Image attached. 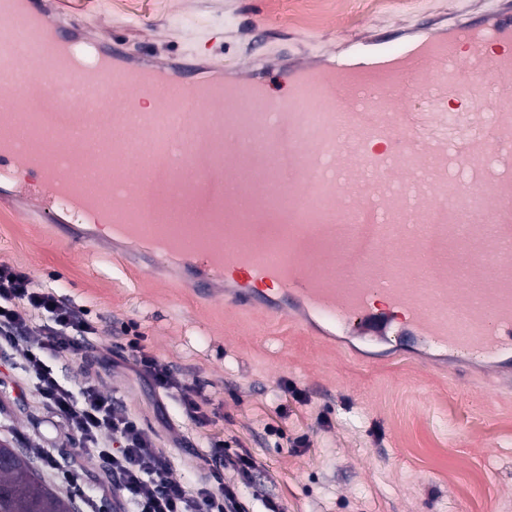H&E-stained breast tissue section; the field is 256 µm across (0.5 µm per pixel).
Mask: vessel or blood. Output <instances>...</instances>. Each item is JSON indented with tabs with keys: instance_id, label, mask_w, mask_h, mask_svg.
<instances>
[{
	"instance_id": "b4317fda",
	"label": "vessel or blood",
	"mask_w": 512,
	"mask_h": 512,
	"mask_svg": "<svg viewBox=\"0 0 512 512\" xmlns=\"http://www.w3.org/2000/svg\"><path fill=\"white\" fill-rule=\"evenodd\" d=\"M20 2L14 41L33 76L0 107V183L55 229L95 241L80 214L98 201L66 172L101 142L111 232L144 244L150 262L177 260L180 285L230 281L224 300L240 311L255 310L257 286L271 285L331 326L452 358L512 354V0L401 44L359 41L344 61L290 70L282 98L232 73L225 97L210 95L192 62L129 61L117 44L60 30L47 0ZM74 89L87 95L77 125ZM21 115L54 139L50 158L9 139ZM137 154L153 161L141 176L130 171ZM227 178L243 189L261 180L281 223L259 228L246 213L225 223L204 211L187 226L122 207L133 183L187 196ZM426 238L431 278L402 287L403 269L377 254ZM466 249L480 264L465 276L453 257Z\"/></svg>"
}]
</instances>
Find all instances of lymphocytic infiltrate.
Here are the masks:
<instances>
[{
  "instance_id": "obj_1",
  "label": "lymphocytic infiltrate",
  "mask_w": 512,
  "mask_h": 512,
  "mask_svg": "<svg viewBox=\"0 0 512 512\" xmlns=\"http://www.w3.org/2000/svg\"><path fill=\"white\" fill-rule=\"evenodd\" d=\"M41 320L37 350L28 352L26 376L54 418L79 432L85 455L102 474L100 491L116 488V512H243L235 487L202 481L188 486L173 475L171 457L133 414L120 411L115 399L76 368L72 381L61 382L45 363L44 353L65 357L97 329L81 309L55 292L35 287L29 275L0 263V347L24 339L32 318ZM136 372L158 392L176 396L185 416L197 426L210 418L197 385L178 377L172 367L146 351L135 326L123 329Z\"/></svg>"
}]
</instances>
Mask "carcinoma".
<instances>
[{"mask_svg":"<svg viewBox=\"0 0 512 512\" xmlns=\"http://www.w3.org/2000/svg\"><path fill=\"white\" fill-rule=\"evenodd\" d=\"M0 512H71V501L49 489L14 448L0 466Z\"/></svg>","mask_w":512,"mask_h":512,"instance_id":"cac0c4a2","label":"carcinoma"}]
</instances>
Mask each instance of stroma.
Masks as SVG:
<instances>
[{"instance_id": "obj_1", "label": "stroma", "mask_w": 512, "mask_h": 512, "mask_svg": "<svg viewBox=\"0 0 512 512\" xmlns=\"http://www.w3.org/2000/svg\"><path fill=\"white\" fill-rule=\"evenodd\" d=\"M497 0H403L374 12L369 0H57L58 8L98 37L122 38L134 57L206 60L215 73L265 61L274 93L287 92L288 63L316 58L341 45L396 30L432 31L449 18L472 17ZM308 11L307 25L290 24ZM0 261L28 273L84 309L98 333L81 343L79 358L111 351L102 389L140 419L173 473L198 482V452L210 439L246 450L252 480L225 469L246 512H264L263 490L285 512H463L468 490L474 512H512V391L490 378L463 387L439 369L397 355L389 343H323L302 322L241 313L205 301L144 272L130 254L101 240L85 246L54 239L40 215L0 194ZM136 325L146 346L197 384L214 414L200 428L176 398L158 395L121 352L122 330ZM25 347L0 350V441L26 454L54 492L57 474L43 471L53 453L80 463V482L100 480L84 461L80 434L53 427L23 367ZM301 399H294V392ZM307 445L294 449L297 437Z\"/></svg>"}]
</instances>
